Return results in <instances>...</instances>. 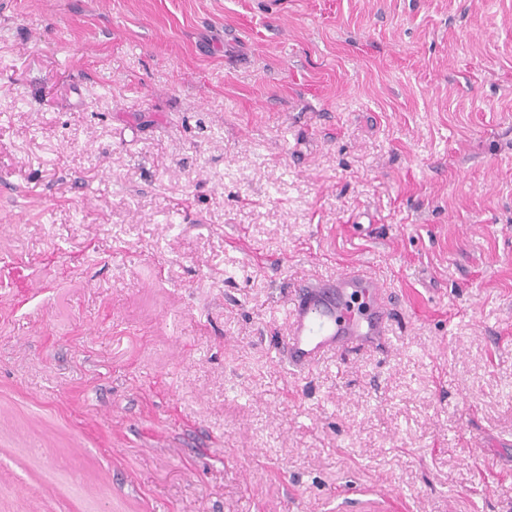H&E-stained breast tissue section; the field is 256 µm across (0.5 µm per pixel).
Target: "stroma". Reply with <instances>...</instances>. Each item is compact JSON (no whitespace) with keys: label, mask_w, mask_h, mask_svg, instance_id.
<instances>
[{"label":"stroma","mask_w":512,"mask_h":512,"mask_svg":"<svg viewBox=\"0 0 512 512\" xmlns=\"http://www.w3.org/2000/svg\"><path fill=\"white\" fill-rule=\"evenodd\" d=\"M0 512H512V0H0ZM294 288L280 352L293 371L309 370L331 352L349 359L361 347L385 342L392 313L381 284L363 269L350 268L333 280L305 281ZM353 298H361L364 306L355 307Z\"/></svg>","instance_id":"stroma-1"}]
</instances>
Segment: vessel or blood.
<instances>
[{"instance_id": "vessel-or-blood-1", "label": "vessel or blood", "mask_w": 512, "mask_h": 512, "mask_svg": "<svg viewBox=\"0 0 512 512\" xmlns=\"http://www.w3.org/2000/svg\"><path fill=\"white\" fill-rule=\"evenodd\" d=\"M286 315L281 357L299 372L332 352L346 359L361 347L383 345L392 319L379 281L355 267L332 280L296 284Z\"/></svg>"}]
</instances>
